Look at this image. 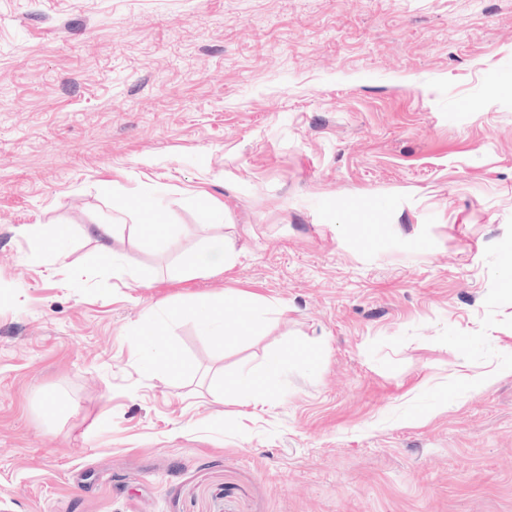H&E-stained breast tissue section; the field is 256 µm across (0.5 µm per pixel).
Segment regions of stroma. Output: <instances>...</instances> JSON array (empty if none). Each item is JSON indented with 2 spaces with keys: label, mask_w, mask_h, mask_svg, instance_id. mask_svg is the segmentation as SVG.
Segmentation results:
<instances>
[{
  "label": "stroma",
  "mask_w": 512,
  "mask_h": 512,
  "mask_svg": "<svg viewBox=\"0 0 512 512\" xmlns=\"http://www.w3.org/2000/svg\"><path fill=\"white\" fill-rule=\"evenodd\" d=\"M119 190L148 289L85 270ZM511 250L512 0H0V512H512ZM224 290L285 310L142 367ZM276 349L316 365L212 403ZM25 232L36 242L37 250L52 264H65L70 235L67 225L31 224ZM135 230L141 244L157 252L168 250L176 240L175 224H139ZM219 229V233L212 239L210 251L203 255L191 257L181 270L184 277H201L211 274L218 268H223L230 254L227 249L226 237L223 225H213ZM153 317L140 319L134 325L131 336H136L134 347L139 361L148 369H162L179 373L183 368L181 360L173 350L161 346L151 336H165L168 327L182 318L195 320L198 330L208 336L223 337L225 343L236 340V336L260 333L268 326L267 314L277 311L273 302L262 304L241 292L226 291L201 297L177 306L159 305ZM229 311L239 313L236 331L229 330L225 315ZM233 336V337H232Z\"/></svg>",
  "instance_id": "35a3bbf8"
}]
</instances>
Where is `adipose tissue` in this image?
<instances>
[{
  "label": "adipose tissue",
  "mask_w": 512,
  "mask_h": 512,
  "mask_svg": "<svg viewBox=\"0 0 512 512\" xmlns=\"http://www.w3.org/2000/svg\"><path fill=\"white\" fill-rule=\"evenodd\" d=\"M25 232L32 238L38 251L50 262L64 264L67 257V244L70 230L64 225L32 224ZM100 242L98 251L88 260V271H96L102 266L112 268L114 277H131L134 287L147 288L151 282L141 275L131 274L119 258L109 241L114 236V227L110 224H94L89 229ZM276 308L275 303L264 304L246 294L226 291L205 296L177 306H160L155 316L140 319L132 329L135 338L136 354L143 366L149 369H162L172 373L181 372L183 364L172 349L159 344V336L165 335L171 323L189 317L195 320L199 331L208 336H220L231 341L233 335L246 336L262 332L268 325V315ZM239 314L236 330H229L225 323L227 312ZM286 352L276 351L269 354L263 365L254 371L235 375L224 387L214 388L211 396L214 402L224 400L225 391H233L246 405H264L277 394L276 380L287 365Z\"/></svg>",
  "instance_id": "1"
}]
</instances>
